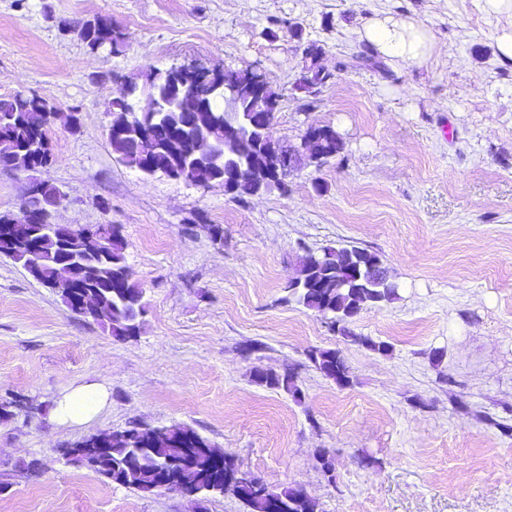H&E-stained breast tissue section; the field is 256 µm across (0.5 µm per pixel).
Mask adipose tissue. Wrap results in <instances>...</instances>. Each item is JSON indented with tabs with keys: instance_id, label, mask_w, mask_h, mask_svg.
<instances>
[{
	"instance_id": "1",
	"label": "adipose tissue",
	"mask_w": 512,
	"mask_h": 512,
	"mask_svg": "<svg viewBox=\"0 0 512 512\" xmlns=\"http://www.w3.org/2000/svg\"><path fill=\"white\" fill-rule=\"evenodd\" d=\"M358 38L372 53L397 66H423L432 63L441 48L430 31L408 16L378 12L359 30ZM107 395L94 384L67 391L54 409L62 424H78L93 418L105 405Z\"/></svg>"
}]
</instances>
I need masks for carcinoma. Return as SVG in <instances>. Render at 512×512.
Segmentation results:
<instances>
[{
    "label": "carcinoma",
    "instance_id": "obj_1",
    "mask_svg": "<svg viewBox=\"0 0 512 512\" xmlns=\"http://www.w3.org/2000/svg\"><path fill=\"white\" fill-rule=\"evenodd\" d=\"M77 25L78 37L92 55L102 49L117 53L127 41L126 33L102 16L79 21ZM331 77L330 73L311 68L301 77L300 87L304 88L308 83L319 87ZM137 89V84H130L123 97L109 104V127L120 126L134 119L145 125L164 126L160 134L157 167L169 166L182 173L184 179L207 186L224 181V170L241 162L240 158L224 153L226 117L221 95L211 92L206 86L191 90L208 114L207 127L199 129L184 125L183 112L165 74L147 73L143 86L144 92L162 100L160 111L145 114L133 111ZM51 111L53 107L46 102L41 107L29 105L26 94L0 97V163L12 167L35 164L41 168L49 163L50 153L37 155L35 144L47 139V113ZM200 136L208 137L214 147V155L207 161H197L190 155L194 141ZM108 139L113 152L125 166L135 170L141 168L142 159L134 147L118 137L110 135ZM326 151L331 159L343 155L345 151L343 139L336 137L333 128L326 136ZM99 228L110 237V244L103 255L85 257V266L81 271L85 272L89 285L110 300L109 313L100 317L101 326L115 338L129 339L141 333L140 317L144 304L133 305L131 300L143 299V290L133 279L127 265L126 243L120 230L112 224H101ZM42 250L47 262L41 283L48 286L60 270L56 263L57 247L53 242L46 241L42 244ZM367 254L369 251L355 246H330L319 254H309L300 261V276L289 285V289L298 303L330 317L331 324L343 338L385 353L389 350L387 344L355 334L349 324L352 322L351 316L359 314L364 307L395 300L398 285L390 280L374 286L351 283L336 267L338 258L354 261ZM309 358L317 370L337 384L343 386L349 383V368L340 351L315 349L310 352ZM256 382L271 389H282L294 397L299 394L296 376L288 370L282 373L260 372L256 375ZM200 445H206V441L192 429L181 425H171L164 433L154 428L116 431L112 433L111 448L102 454V460L94 472L113 484L147 494L154 492L153 471L159 466H166L173 470L175 480L186 478L188 488L184 492L189 494L199 489V481L208 478L210 473L206 457L197 459L193 471L187 475L180 467V462L194 455ZM235 494L243 499L250 512H268V505L272 501L282 504V512H316L315 501L298 488L274 490L263 484L257 490L243 486Z\"/></svg>",
    "mask_w": 512,
    "mask_h": 512
}]
</instances>
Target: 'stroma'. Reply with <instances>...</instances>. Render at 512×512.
<instances>
[{"instance_id":"obj_1","label":"stroma","mask_w":512,"mask_h":512,"mask_svg":"<svg viewBox=\"0 0 512 512\" xmlns=\"http://www.w3.org/2000/svg\"><path fill=\"white\" fill-rule=\"evenodd\" d=\"M378 11L417 19L444 54L421 67L360 60L357 32ZM97 15L126 32L120 53L90 54L67 28ZM497 26L480 0H0V96L60 113L36 173L66 195L55 220L118 225L146 302L141 334L118 340L0 256V399L24 403L0 420V512H248L230 492L145 496L62 453L175 424L269 488L303 489L317 512H512V436L483 420L512 425V61ZM306 39L331 74L311 109L296 89ZM183 64L260 71L280 95L273 136L328 125L344 159L242 200L126 167L109 103ZM339 243L377 253L398 285L350 324L387 354L287 299L300 256ZM314 349L340 350L350 384L323 376ZM287 368L300 398L253 380ZM85 384L105 388L106 405L59 424L58 399Z\"/></svg>"}]
</instances>
